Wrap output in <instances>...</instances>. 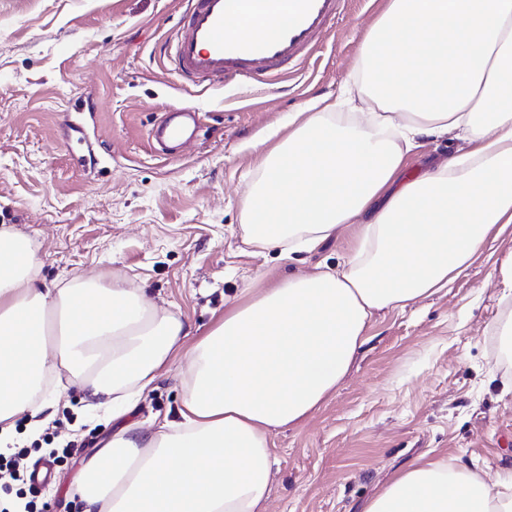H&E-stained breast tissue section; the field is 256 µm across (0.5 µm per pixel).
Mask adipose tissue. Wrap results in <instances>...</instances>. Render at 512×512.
<instances>
[{"label": "adipose tissue", "instance_id": "1", "mask_svg": "<svg viewBox=\"0 0 512 512\" xmlns=\"http://www.w3.org/2000/svg\"><path fill=\"white\" fill-rule=\"evenodd\" d=\"M351 78L365 111L289 120L242 215L247 242L283 258L357 225L348 254L251 284L200 336L122 280L46 281L0 226V447L55 406L36 396L46 376L80 389L112 436L72 480L79 512H266L273 434L335 393L374 315L447 287L512 224V0H388ZM445 135L462 149L405 178L419 141ZM179 354V417L143 428L136 401ZM364 512H512V492L431 460Z\"/></svg>", "mask_w": 512, "mask_h": 512}]
</instances>
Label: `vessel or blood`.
Listing matches in <instances>:
<instances>
[{
  "instance_id": "obj_1",
  "label": "vessel or blood",
  "mask_w": 512,
  "mask_h": 512,
  "mask_svg": "<svg viewBox=\"0 0 512 512\" xmlns=\"http://www.w3.org/2000/svg\"><path fill=\"white\" fill-rule=\"evenodd\" d=\"M349 0H186L165 41L173 71L197 87L217 83L274 85L307 64L345 16ZM287 21H280V14ZM266 34L244 31V23ZM186 129L169 114L151 132L177 141Z\"/></svg>"
}]
</instances>
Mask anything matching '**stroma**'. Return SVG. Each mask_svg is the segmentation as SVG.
<instances>
[{"mask_svg": "<svg viewBox=\"0 0 512 512\" xmlns=\"http://www.w3.org/2000/svg\"><path fill=\"white\" fill-rule=\"evenodd\" d=\"M387 0H352L346 17L279 91L185 84L159 56L182 0H0V225L31 239L47 280L114 278L207 330L225 299L255 277L276 280L336 265L356 233L292 260L247 244L241 228L258 179L261 146H273L293 113L335 99ZM198 113L196 138L179 153L148 134L163 112ZM459 147L427 138L406 157L419 176ZM512 252V226L489 240L466 275L405 309L378 313L336 393L301 426L272 437L268 512H363L398 472L442 459L491 485L512 479V354L499 327L512 316L493 272ZM181 360H173L134 418H176ZM40 437L20 431L28 464L72 441L35 512H77L69 493L81 457L112 435L86 419L74 390Z\"/></svg>", "mask_w": 512, "mask_h": 512, "instance_id": "35a3bbf8", "label": "stroma"}]
</instances>
